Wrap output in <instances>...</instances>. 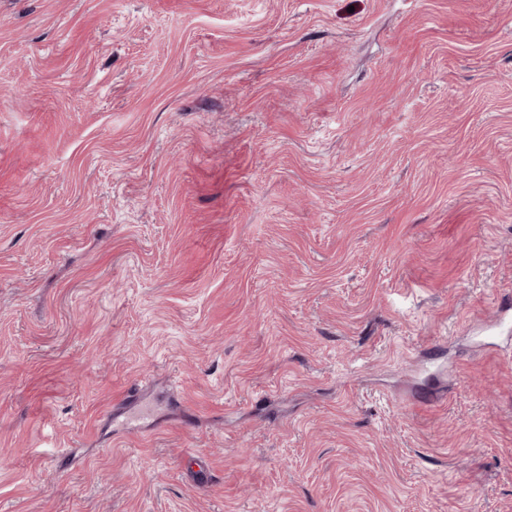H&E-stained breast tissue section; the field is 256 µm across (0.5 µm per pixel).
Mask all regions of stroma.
<instances>
[{
  "label": "stroma",
  "mask_w": 512,
  "mask_h": 512,
  "mask_svg": "<svg viewBox=\"0 0 512 512\" xmlns=\"http://www.w3.org/2000/svg\"><path fill=\"white\" fill-rule=\"evenodd\" d=\"M508 297L512 0H0V512H512Z\"/></svg>",
  "instance_id": "35a3bbf8"
}]
</instances>
